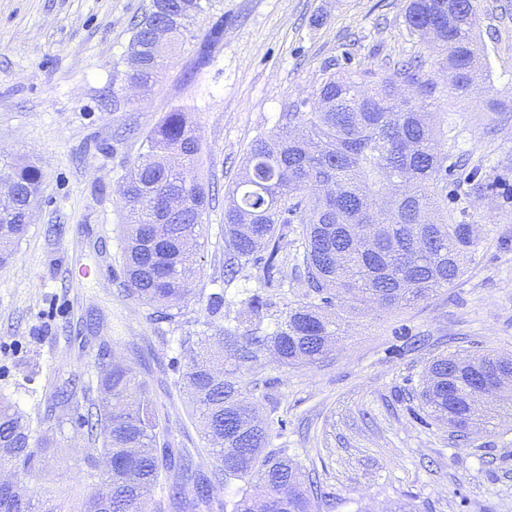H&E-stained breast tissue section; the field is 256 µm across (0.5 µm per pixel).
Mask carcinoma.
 I'll return each instance as SVG.
<instances>
[{"label": "carcinoma", "mask_w": 512, "mask_h": 512, "mask_svg": "<svg viewBox=\"0 0 512 512\" xmlns=\"http://www.w3.org/2000/svg\"><path fill=\"white\" fill-rule=\"evenodd\" d=\"M203 12L204 0H152L132 24L130 83L151 91ZM406 23L415 36L434 31L448 84L468 91L482 67L477 0H409ZM432 94L411 62L371 87L354 74L329 72L312 97L285 104L274 132L253 140L244 175L227 191L224 275L252 265L264 293L252 294L236 317L245 334L221 328L217 336L197 337L182 378L208 451L219 461L213 479L242 483L224 503L228 512H312L313 500L323 498L290 454L285 420L255 415L256 391L271 385L247 379L261 360L314 363L337 336L335 301L414 304L453 285L476 259L468 214L448 211V171L461 163L444 149L448 129L428 112ZM200 153L187 114L169 112L124 176V292L144 305H163L160 317L170 322L182 316L198 272L195 255L209 205ZM1 165L14 179V195L0 200L2 264L28 231L24 217L42 172L30 160ZM496 179V169L474 166L465 194L481 198ZM290 259L305 290L284 303L267 332L262 323L284 294L283 266ZM96 371V384L70 379L54 400L84 411L79 429L92 450L87 475L102 480L104 489L74 511L65 498L36 500L14 482L0 488V512H143L149 501L152 512H166L187 481L196 483L198 502L209 503L213 479L196 477L160 447L163 425L134 367L111 358L100 360ZM502 377L512 379L511 355L440 356L429 366L420 400L428 417L448 422L465 439L472 402ZM53 446L12 403L0 401V469L31 475L39 470L34 449ZM101 458L112 461L104 473ZM162 484L165 499L156 497Z\"/></svg>", "instance_id": "1"}]
</instances>
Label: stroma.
<instances>
[{
  "mask_svg": "<svg viewBox=\"0 0 512 512\" xmlns=\"http://www.w3.org/2000/svg\"><path fill=\"white\" fill-rule=\"evenodd\" d=\"M151 0H0V153L35 161L43 178L26 236L0 265V397L28 420L43 415L54 386L94 381L99 350L135 360L170 449L208 477L219 463L191 418L179 339L205 330L206 296L226 291L225 325L257 292L245 267L224 281V195L248 146L275 130L285 103L312 96L326 66L379 75L412 56L436 90L432 109L448 126L449 154L512 180V0H478L483 69L471 90H454L442 54L410 34L408 0H211L181 52L146 95L131 89L130 22ZM223 36L209 64L196 52L209 29ZM504 101L500 111L490 100ZM187 112L201 143L200 175L211 199L193 281L179 322L157 323L127 298L121 259V177L168 112ZM477 228V259L453 286L402 309L339 306L343 333L313 365L266 358L254 377L274 379L261 414L287 423L288 445L317 474L328 502L313 512H512V417L462 441L428 418L418 392L440 355H512V189L485 198L448 194ZM88 267L94 277L82 279ZM58 447L37 449V495L96 490L87 445L71 411L60 414Z\"/></svg>",
  "mask_w": 512,
  "mask_h": 512,
  "instance_id": "stroma-1",
  "label": "stroma"
}]
</instances>
